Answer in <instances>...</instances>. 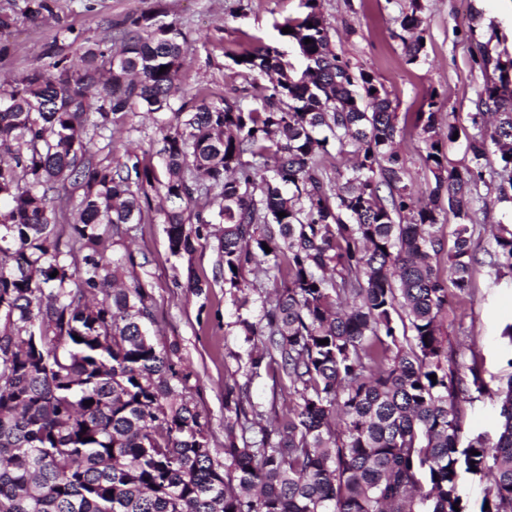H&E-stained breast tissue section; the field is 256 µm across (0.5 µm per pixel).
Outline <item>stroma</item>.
<instances>
[{
	"mask_svg": "<svg viewBox=\"0 0 512 512\" xmlns=\"http://www.w3.org/2000/svg\"><path fill=\"white\" fill-rule=\"evenodd\" d=\"M330 24L333 48L353 71L369 73L382 83L397 114L398 150L418 192L433 183L424 157L426 146L416 127L417 113L436 101L439 124L447 126L449 113L461 124L484 84L472 63L473 41L485 43L494 55L512 58V0H421L425 48L420 59L407 63L399 39L400 22L411 10V0H319ZM25 0H0V16L11 20L12 50L0 57V82L46 62L49 48L67 51L71 32L88 44H107L120 38V24L130 15L149 13L172 23L186 34L189 44L182 82L185 88H205L216 97L233 96L245 87L246 78L226 52L243 50L262 42L284 52L295 67L303 62L297 48L274 29L277 21L298 15L301 0H54L55 17L38 22L23 14ZM475 40H468V27ZM156 126L143 112L128 113L107 134L111 158L125 162L136 154L141 162L163 173L164 163L155 143ZM191 259L171 254L161 221L139 224L124 241L109 249L120 258L133 253L126 273L149 282L154 303L152 338L187 374L185 394L201 415L213 456L224 458V387L246 385L244 406L283 411L285 394L275 381L277 368L249 375V355L254 342L245 336L240 320L258 321L262 315L259 292L271 289L262 282L240 305L239 292L225 285L217 268V241H196ZM495 242L487 232L478 240L479 264L470 297L452 302L441 317L446 343L459 367L478 364L490 388L512 377V341L502 331L512 324V273L494 274L487 266L488 250ZM205 285L202 294L187 288L188 276Z\"/></svg>",
	"mask_w": 512,
	"mask_h": 512,
	"instance_id": "1",
	"label": "stroma"
}]
</instances>
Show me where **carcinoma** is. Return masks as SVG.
Returning a JSON list of instances; mask_svg holds the SVG:
<instances>
[{"mask_svg": "<svg viewBox=\"0 0 512 512\" xmlns=\"http://www.w3.org/2000/svg\"><path fill=\"white\" fill-rule=\"evenodd\" d=\"M25 11L52 17L54 0ZM421 11L415 0L401 20L409 63L424 50ZM284 27L302 71L268 44L230 54L245 72L278 75L252 109L199 92L192 111H172L187 39L146 14L124 20L115 51L88 49L76 64L51 50L0 85V512H469L462 471L490 480L480 512H512V378L490 390L476 367L457 366L440 329L471 292L474 191L488 175L512 203V59L477 44L486 79L471 127L448 113V141L462 135L471 152L464 171L444 164L436 102L417 113L434 177L423 202L395 149L387 91L332 50L318 0ZM134 108L159 124L162 180L95 150ZM331 141L354 158L334 179ZM200 198L219 224L191 209ZM62 200L76 211L66 241ZM158 216L175 256L215 236L230 287L246 271L284 285L258 322L240 324L259 341L250 378L277 364L288 417L269 430L264 411L242 406L243 388L225 386L222 469L148 332V283L124 281L123 259L106 257L109 238ZM493 239L488 266L512 272V230ZM485 396L499 403L498 435L463 447V405Z\"/></svg>", "mask_w": 512, "mask_h": 512, "instance_id": "obj_1", "label": "carcinoma"}]
</instances>
